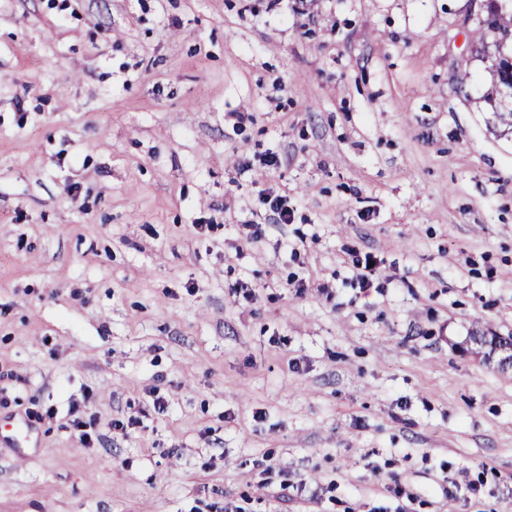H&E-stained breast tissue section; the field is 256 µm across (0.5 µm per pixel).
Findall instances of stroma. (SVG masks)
<instances>
[{
  "mask_svg": "<svg viewBox=\"0 0 512 512\" xmlns=\"http://www.w3.org/2000/svg\"><path fill=\"white\" fill-rule=\"evenodd\" d=\"M488 6L0 0V512H512Z\"/></svg>",
  "mask_w": 512,
  "mask_h": 512,
  "instance_id": "1",
  "label": "stroma"
}]
</instances>
